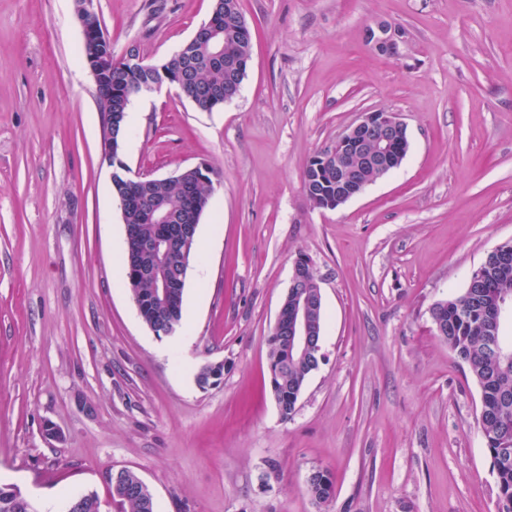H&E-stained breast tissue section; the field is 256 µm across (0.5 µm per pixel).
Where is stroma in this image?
I'll use <instances>...</instances> for the list:
<instances>
[{"mask_svg": "<svg viewBox=\"0 0 512 512\" xmlns=\"http://www.w3.org/2000/svg\"><path fill=\"white\" fill-rule=\"evenodd\" d=\"M213 0H94L112 52L158 63ZM252 60L200 111L135 97L123 161L163 178L204 162L181 327L156 336L122 270L74 0H0V485L65 512L130 469L159 512H497L480 389L432 308L512 241V0H240ZM384 21L400 57L365 41ZM398 113L401 166L334 210L303 170L361 113ZM318 278L323 359L283 418L268 338L294 261ZM224 366L200 385L199 372ZM58 436L47 439L44 423ZM334 494L319 504L312 471ZM313 479L308 480V491L319 504L327 502L332 494V481L326 471L317 470Z\"/></svg>", "mask_w": 512, "mask_h": 512, "instance_id": "35a3bbf8", "label": "stroma"}]
</instances>
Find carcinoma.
I'll return each instance as SVG.
<instances>
[{"label":"carcinoma","instance_id":"1","mask_svg":"<svg viewBox=\"0 0 512 512\" xmlns=\"http://www.w3.org/2000/svg\"><path fill=\"white\" fill-rule=\"evenodd\" d=\"M243 15L239 0H221V7L215 21L224 31L223 39L217 44L195 42L187 50V62L191 66L188 79L183 83L181 96L191 101L199 110L211 107L206 97L207 91H224L229 75L224 65L212 66L202 62L214 50L222 51L226 57L244 63L251 59V35L238 32ZM82 55L101 57L106 64L104 77L112 88L126 99L142 91V76L135 73L126 57L116 58L112 53L109 39L101 43L85 44ZM112 154L105 156L109 164H115L125 139V127L111 132ZM336 152L329 149L310 158L303 179L316 176L317 165H322L326 173L336 172ZM359 178L372 184L380 179L376 169L363 163L359 154L348 158ZM214 169L204 171L186 170L178 181L159 178L152 183L150 199L164 207L179 211L187 198L199 204L198 215H203L213 190ZM335 185L328 181L317 183L308 194L309 201L323 209L334 202ZM159 233L158 224L145 219L135 224V237L141 242L153 240ZM196 245H191L188 254L171 253L161 266L158 277L162 278L178 271L188 272L195 257ZM475 278L469 281L464 292L441 302L444 326L439 337L448 344V349L469 366L470 372L481 391L479 425L489 453L492 470L498 487V512H512V359H497L489 347V337L501 335V340L512 346V338L503 336V328L489 316L481 304H489L499 296H512V250L503 247L491 252L485 262L473 272ZM185 289L174 296L162 300L156 297L152 281L144 279L131 290L132 298L139 303L138 314L157 335L162 330H174L183 319ZM313 371L309 359L290 361L274 380L272 394L276 397L282 417H290L296 410L301 391ZM308 491L318 503L327 502L332 494V481L329 474L318 470L308 481ZM109 499L101 501L94 492L73 497L68 503L67 512H74V503L81 500L86 504L84 512H156L154 497L143 490V480L130 470H123L108 481ZM16 494L7 487H0V512H41L37 503L23 499V506L13 505Z\"/></svg>","mask_w":512,"mask_h":512}]
</instances>
